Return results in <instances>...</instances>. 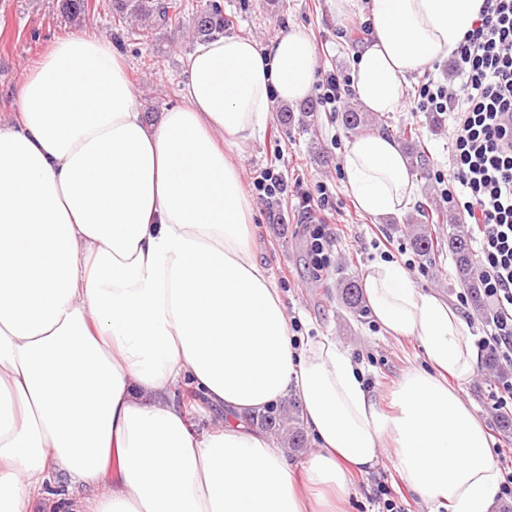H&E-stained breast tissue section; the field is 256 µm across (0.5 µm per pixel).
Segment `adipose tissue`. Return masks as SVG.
<instances>
[{
	"instance_id": "adipose-tissue-1",
	"label": "adipose tissue",
	"mask_w": 512,
	"mask_h": 512,
	"mask_svg": "<svg viewBox=\"0 0 512 512\" xmlns=\"http://www.w3.org/2000/svg\"><path fill=\"white\" fill-rule=\"evenodd\" d=\"M371 34L351 89L366 111H400L408 77L448 58L484 0H334ZM314 44L293 29L262 45L223 35L185 60L182 102L149 120L103 37L57 41L0 125V512H31L53 472L54 512H343L346 475L393 450L429 512H488L500 471L459 383L481 363L469 321L399 262L362 277L389 338L425 367L388 391L335 338L292 345L281 293L253 256L238 157L271 105L311 90ZM345 189L375 217L417 186L400 145L352 138ZM226 414L196 433L183 384ZM316 450L304 472L245 420L286 396ZM93 498L75 502L85 488Z\"/></svg>"
}]
</instances>
